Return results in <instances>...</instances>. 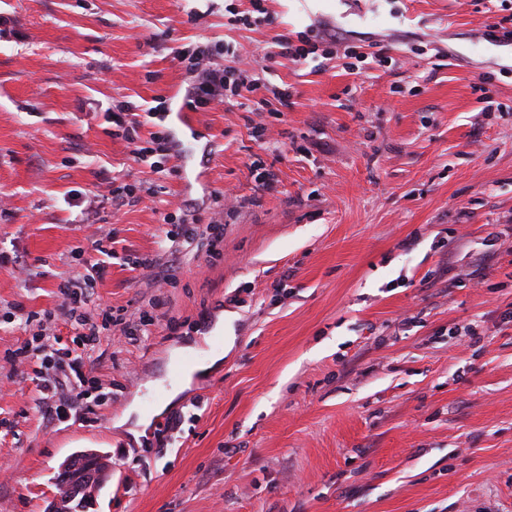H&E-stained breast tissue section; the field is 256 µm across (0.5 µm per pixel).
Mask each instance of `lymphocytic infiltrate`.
Instances as JSON below:
<instances>
[{
  "instance_id": "1",
  "label": "lymphocytic infiltrate",
  "mask_w": 512,
  "mask_h": 512,
  "mask_svg": "<svg viewBox=\"0 0 512 512\" xmlns=\"http://www.w3.org/2000/svg\"><path fill=\"white\" fill-rule=\"evenodd\" d=\"M215 52L208 43L197 44L192 50L178 51L176 57L185 62L193 77L185 100L190 109L197 110L217 103H226L243 112H275L287 106L292 96L290 88L278 87L264 79L244 80L238 70L216 62ZM112 134L131 145L132 155L139 160L158 154L167 155L172 141L166 132L158 130L148 138H141L145 125L136 106L125 105L112 115ZM166 225L164 238L171 244V252L188 254L198 248L201 241L218 246L224 240V227L203 224L189 213L166 211L162 214ZM111 234H103L93 243L92 251L75 248L72 256L81 266V274L60 279L56 294L61 303L58 308L42 312L21 314L23 326L38 325L31 342L20 348V355L37 354L40 366L32 381L36 387V404L49 405L57 422L71 419L87 420L97 406L111 400L107 383L87 376L85 369L102 337L119 329L122 335L136 338L154 325L157 316L147 310H130L126 306L103 307L94 302V290L112 259H119L127 269L149 273L154 278L171 279L170 267L152 255H117L111 246ZM69 323L73 338L62 344L52 332L58 318Z\"/></svg>"
}]
</instances>
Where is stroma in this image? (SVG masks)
Returning a JSON list of instances; mask_svg holds the SVG:
<instances>
[{"label":"stroma","instance_id":"1","mask_svg":"<svg viewBox=\"0 0 512 512\" xmlns=\"http://www.w3.org/2000/svg\"><path fill=\"white\" fill-rule=\"evenodd\" d=\"M262 4L249 28L228 23L248 0H0V512H45L83 444L112 460L88 512H512V48L487 36L512 0ZM277 34L389 62L361 76L330 52L266 74ZM199 42L233 45L290 105L194 112L158 172L110 114L176 111L190 75L171 50ZM125 183L223 225L222 254L201 246L172 284L108 268L97 303L157 301L177 329L104 338L90 373L113 396L97 426L61 424L31 400L37 358L7 359L31 335L5 317L58 306L99 221L118 253L156 254L155 203L112 206ZM77 191L99 207L68 205ZM227 313L229 350L211 335ZM209 351L167 400L171 367ZM136 399L141 436L119 422Z\"/></svg>","mask_w":512,"mask_h":512}]
</instances>
